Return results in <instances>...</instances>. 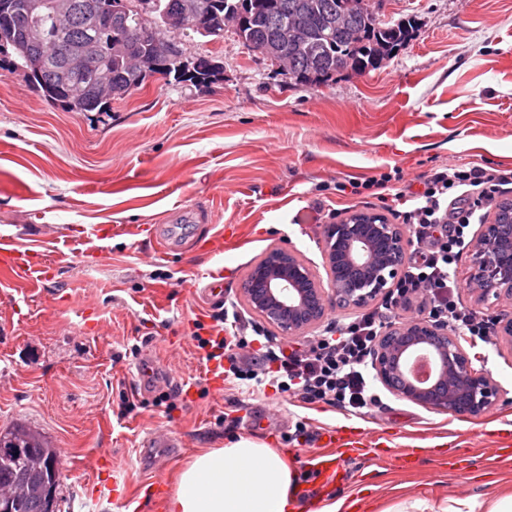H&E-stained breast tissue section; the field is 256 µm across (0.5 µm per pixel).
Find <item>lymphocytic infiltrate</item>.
<instances>
[{
    "instance_id": "obj_1",
    "label": "lymphocytic infiltrate",
    "mask_w": 512,
    "mask_h": 512,
    "mask_svg": "<svg viewBox=\"0 0 512 512\" xmlns=\"http://www.w3.org/2000/svg\"><path fill=\"white\" fill-rule=\"evenodd\" d=\"M510 191L512 169L472 162L432 170L417 190L397 167L361 181L337 183V195L376 197L380 208L410 228L412 249L385 309L333 321L303 346L289 351L270 346L258 359L250 354L247 331L252 323L237 313L230 299L220 317L228 336L198 338L199 348L216 361L225 359V351L238 349L224 379L250 393L268 386L302 403L322 402L352 415L379 406L381 397L371 384L368 365L388 308L418 299L429 319L448 323L473 345L491 342L494 322L461 304L455 268L469 243L471 224Z\"/></svg>"
}]
</instances>
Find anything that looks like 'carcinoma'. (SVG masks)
Segmentation results:
<instances>
[{"label": "carcinoma", "mask_w": 512, "mask_h": 512, "mask_svg": "<svg viewBox=\"0 0 512 512\" xmlns=\"http://www.w3.org/2000/svg\"><path fill=\"white\" fill-rule=\"evenodd\" d=\"M31 0H0V17L18 16L23 24L4 41L0 53L11 51L13 66L24 72L39 96L62 104L70 112H102L112 97L102 94L93 72L83 75L86 91L70 96L60 86L56 69L65 57L79 53L89 40L110 75L112 91L123 97L139 88L156 71L149 46L173 44L162 78L169 83L204 85L224 73L221 59L213 55L188 57L176 33L153 26L160 12L179 0H71L72 18L61 29L63 38L53 54L32 44L25 29L40 23L55 28L47 11H29ZM203 26L181 30L184 37L216 39L224 18L236 20L234 33L249 51L272 63L284 59L283 74L302 85L318 86L344 71L376 70L393 51L411 37L409 21H383L368 0H197ZM129 29L144 32L141 39L119 40ZM59 485L56 449L36 432L9 428L0 432V509L4 512H49Z\"/></svg>", "instance_id": "carcinoma-1"}]
</instances>
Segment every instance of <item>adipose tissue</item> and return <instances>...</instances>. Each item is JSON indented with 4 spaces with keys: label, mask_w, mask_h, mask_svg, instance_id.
<instances>
[{
    "label": "adipose tissue",
    "mask_w": 512,
    "mask_h": 512,
    "mask_svg": "<svg viewBox=\"0 0 512 512\" xmlns=\"http://www.w3.org/2000/svg\"><path fill=\"white\" fill-rule=\"evenodd\" d=\"M298 471L281 450L253 437L197 452L180 470L168 512H298ZM377 512H512V493L441 499L401 496Z\"/></svg>",
    "instance_id": "obj_1"
}]
</instances>
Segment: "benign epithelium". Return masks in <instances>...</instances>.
Returning <instances> with one entry per match:
<instances>
[{
	"label": "benign epithelium",
	"mask_w": 512,
	"mask_h": 512,
	"mask_svg": "<svg viewBox=\"0 0 512 512\" xmlns=\"http://www.w3.org/2000/svg\"><path fill=\"white\" fill-rule=\"evenodd\" d=\"M198 16L197 3L185 0L164 20L169 27L183 28L197 25ZM496 219L494 215L479 225L468 247L466 287L483 304L512 303V235H502ZM410 245L402 225L384 214L366 212L360 220L351 214L323 228L331 289L322 287L315 271L293 252L273 249L262 270L265 288L244 292L252 308L280 334L300 336L323 319L325 301L357 308L389 291L403 272ZM498 323L497 343L512 349V315ZM423 347L432 350L437 369L429 388L411 383L404 374L406 360ZM372 369L388 391L437 411L479 416L501 393L490 375L473 366L460 337L428 319L389 322L374 350Z\"/></svg>",
	"instance_id": "1"
}]
</instances>
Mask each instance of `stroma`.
I'll return each mask as SVG.
<instances>
[{
    "mask_svg": "<svg viewBox=\"0 0 512 512\" xmlns=\"http://www.w3.org/2000/svg\"><path fill=\"white\" fill-rule=\"evenodd\" d=\"M369 4L388 21L412 18L410 41L379 69L320 86L289 83L228 28L182 41L186 56L221 57L224 74L208 87L156 77L108 111L68 112L0 55V232L38 242L56 265L39 285L0 273V430L23 426L56 448L55 512H167L178 468L237 440L232 418L269 405L279 420L251 435L285 453L302 417L312 435L353 424L428 449L409 469L347 460L351 512L398 493L449 496L462 478L472 495L512 489V458H493L482 433L490 422L512 431L511 349H469L502 387L476 418L385 390L379 407L352 416L270 387L248 398L205 375L196 339L211 336L219 313L204 294L208 273L223 269L227 295L251 319L244 284L270 250L325 275L332 209H375L373 199L337 196V182L394 166L413 177L456 160L512 168V0ZM181 210L195 213L182 248L159 252L157 227ZM227 225L234 237L207 245V228ZM143 360L155 387L137 377ZM174 378L191 382L189 392L172 396ZM160 431L181 447H146ZM453 444L469 451L466 471L436 461ZM115 474L123 498L98 496Z\"/></svg>",
    "mask_w": 512,
    "mask_h": 512,
    "instance_id": "stroma-1",
    "label": "stroma"
}]
</instances>
